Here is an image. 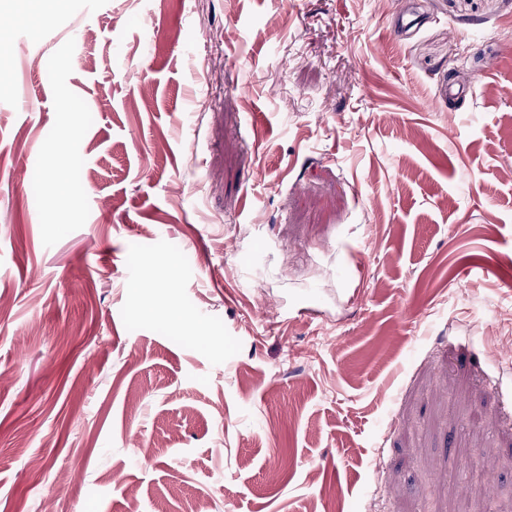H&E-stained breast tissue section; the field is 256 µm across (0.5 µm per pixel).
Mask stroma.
Instances as JSON below:
<instances>
[{"instance_id":"1","label":"stroma","mask_w":512,"mask_h":512,"mask_svg":"<svg viewBox=\"0 0 512 512\" xmlns=\"http://www.w3.org/2000/svg\"><path fill=\"white\" fill-rule=\"evenodd\" d=\"M0 25V512H512V0ZM59 152L56 156L54 168L50 173L48 192L51 196H59L67 191L69 181L67 178L68 165L66 159Z\"/></svg>"}]
</instances>
